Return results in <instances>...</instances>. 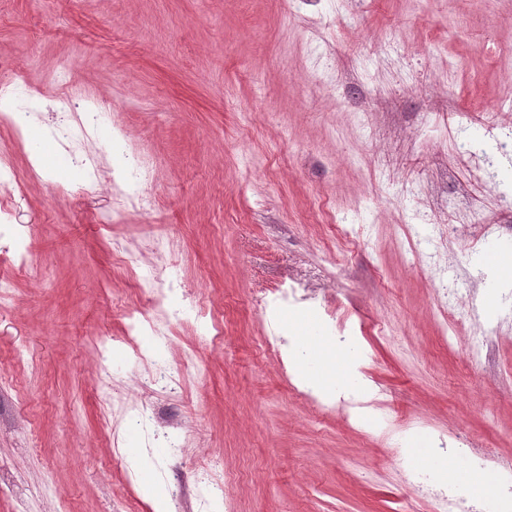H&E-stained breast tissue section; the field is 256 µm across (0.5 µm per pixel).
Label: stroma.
Masks as SVG:
<instances>
[{
  "instance_id": "1",
  "label": "stroma",
  "mask_w": 512,
  "mask_h": 512,
  "mask_svg": "<svg viewBox=\"0 0 512 512\" xmlns=\"http://www.w3.org/2000/svg\"><path fill=\"white\" fill-rule=\"evenodd\" d=\"M401 56L374 57L377 40ZM512 0H0V52L23 108L39 115L64 176L37 171L31 134L0 122V155L16 182L11 221L31 249L0 237V512H153L185 489V512H430L414 495L399 448L438 436L512 459V290L493 321L477 317L480 258L512 270V199L494 181L495 223L438 228L383 173L381 148L420 173L435 203L466 192L454 154L431 148L429 110L512 108ZM414 70L412 86L401 83ZM120 104L104 138L125 134L153 159L138 189L153 212L118 211L102 154L95 181L71 167L52 135L62 86ZM335 214L323 223L320 206ZM165 233L183 288L213 322L170 324V340H126L129 310L148 305L126 250ZM431 253L409 263V241ZM463 293L445 323V288ZM335 314L358 352L323 368L322 396L296 381L320 320L269 311L276 289ZM486 340L482 359L464 349ZM182 371L170 419L193 432L172 457L165 433L100 409L99 370L113 395L142 408L139 357ZM365 384L336 392L344 368ZM156 472L152 488L125 455ZM216 463L224 494H190L193 471Z\"/></svg>"
}]
</instances>
